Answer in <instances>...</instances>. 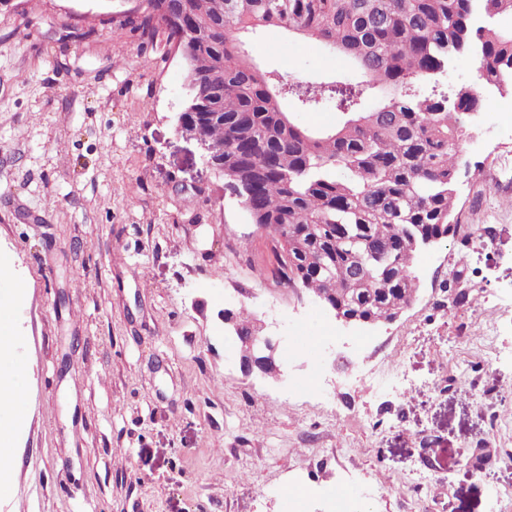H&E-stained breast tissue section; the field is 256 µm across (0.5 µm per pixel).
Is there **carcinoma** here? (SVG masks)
Wrapping results in <instances>:
<instances>
[{"mask_svg":"<svg viewBox=\"0 0 512 512\" xmlns=\"http://www.w3.org/2000/svg\"><path fill=\"white\" fill-rule=\"evenodd\" d=\"M478 0H149L133 31L142 45H181L197 82L196 131L223 152L228 186L255 224L304 243L279 282L301 284L328 306L389 322L417 293L424 237L454 223L460 144L474 99L432 79L460 55L479 57L489 85L512 66V30L475 24ZM194 20L184 36L181 18ZM266 27L317 39L347 56L351 79H281L248 53L242 36ZM328 101L333 129L303 126L283 108Z\"/></svg>","mask_w":512,"mask_h":512,"instance_id":"carcinoma-1","label":"carcinoma"}]
</instances>
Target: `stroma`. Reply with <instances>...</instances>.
Wrapping results in <instances>:
<instances>
[{"label": "stroma", "instance_id": "stroma-1", "mask_svg": "<svg viewBox=\"0 0 512 512\" xmlns=\"http://www.w3.org/2000/svg\"><path fill=\"white\" fill-rule=\"evenodd\" d=\"M135 9L0 4V259L28 285L7 301L24 422L0 512H327L340 488L362 512H512V96L460 146L481 170L457 192L467 242L421 251L415 301L352 329L279 284ZM250 53L291 82L352 72L276 29ZM243 308L274 323L278 373L244 375L224 333Z\"/></svg>", "mask_w": 512, "mask_h": 512}]
</instances>
